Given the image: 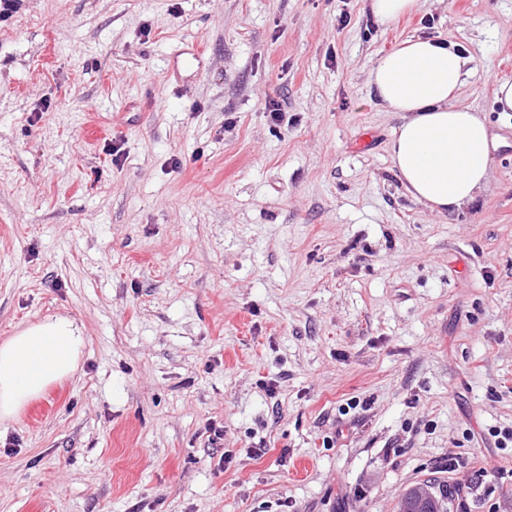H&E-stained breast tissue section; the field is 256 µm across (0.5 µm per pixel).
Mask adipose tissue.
<instances>
[{"label": "adipose tissue", "instance_id": "1", "mask_svg": "<svg viewBox=\"0 0 512 512\" xmlns=\"http://www.w3.org/2000/svg\"><path fill=\"white\" fill-rule=\"evenodd\" d=\"M473 61L462 46L428 37L382 52L368 74L386 112L400 123L389 153L401 184L442 214L473 203L491 180L493 139L480 112L455 104ZM85 338L73 321L50 318L0 342V418L71 374Z\"/></svg>", "mask_w": 512, "mask_h": 512}]
</instances>
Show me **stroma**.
<instances>
[{
	"instance_id": "obj_1",
	"label": "stroma",
	"mask_w": 512,
	"mask_h": 512,
	"mask_svg": "<svg viewBox=\"0 0 512 512\" xmlns=\"http://www.w3.org/2000/svg\"><path fill=\"white\" fill-rule=\"evenodd\" d=\"M367 3L0 16V342L55 316L85 336L0 420V512H395L425 481L469 484L448 512H512V0L386 28ZM413 37L471 53L456 102L496 142L453 215L401 186L367 82ZM185 40L208 65L183 85Z\"/></svg>"
}]
</instances>
